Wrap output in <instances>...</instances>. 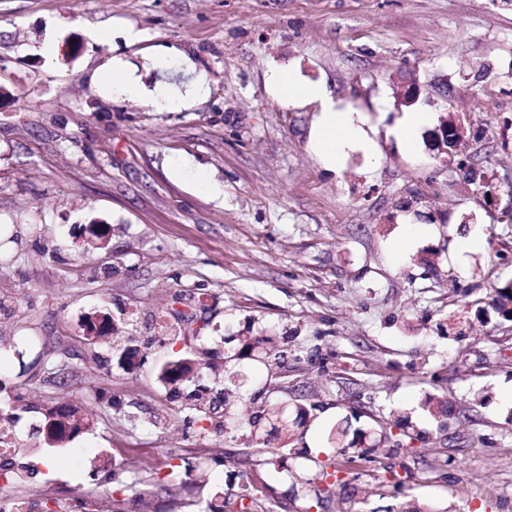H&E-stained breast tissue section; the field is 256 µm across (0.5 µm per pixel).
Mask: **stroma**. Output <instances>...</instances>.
<instances>
[{
	"mask_svg": "<svg viewBox=\"0 0 512 512\" xmlns=\"http://www.w3.org/2000/svg\"><path fill=\"white\" fill-rule=\"evenodd\" d=\"M139 31L128 41L124 30ZM155 88L106 93L112 58ZM192 60L208 94L160 71ZM320 87L362 138L326 165ZM0 405L39 512H512V10L496 0H0ZM413 101H405L407 90ZM422 112L413 151L397 125ZM463 120L459 154L429 135ZM469 159L485 190L459 171ZM482 236L481 248L460 242ZM110 314L112 343L84 346ZM280 359L254 360L249 337ZM303 404V463L200 421L162 364ZM92 425L50 448L47 403ZM409 417L420 440L364 460L357 430ZM347 427L345 456L328 441ZM339 462L336 483L322 475ZM180 478L165 479L168 465ZM209 363L199 356L181 358L166 362L158 373V380L164 386H176L187 372L194 367L197 372L204 371Z\"/></svg>",
	"mask_w": 512,
	"mask_h": 512,
	"instance_id": "1",
	"label": "stroma"
}]
</instances>
